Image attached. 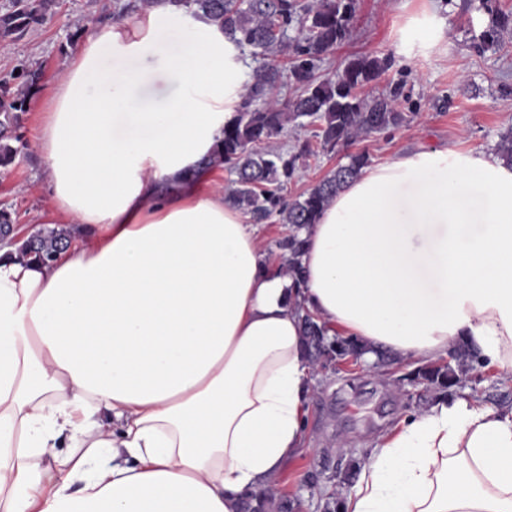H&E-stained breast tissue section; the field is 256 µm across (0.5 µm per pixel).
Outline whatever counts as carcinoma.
Segmentation results:
<instances>
[{
	"mask_svg": "<svg viewBox=\"0 0 512 512\" xmlns=\"http://www.w3.org/2000/svg\"><path fill=\"white\" fill-rule=\"evenodd\" d=\"M137 8L149 10L168 5L193 19L206 17L224 30L242 51L261 59L245 86L243 101L234 120L224 126V135L203 160L207 167H222L229 175L226 200L249 215L255 224L275 218L288 225V234L276 242L285 260L286 274L300 283L303 241L298 231L316 223L320 213L337 192L370 165L366 151L346 155L306 192L285 194L309 158L318 152L334 153L373 134L408 124L411 112L397 106L393 90L364 97L360 89L377 81L389 69L386 58L360 56L350 59L335 76L320 78L317 71L325 56L348 40L356 12V0H136ZM52 0H9L0 12V37H22L27 29L44 21ZM512 30V14L491 13L477 48L488 50L500 43L502 34ZM298 92L288 98L277 93L283 70ZM16 83L0 82V167L11 165L21 148L16 134L20 114L27 111L33 90L39 88L41 72L23 68L12 75ZM315 128L318 145L299 138L291 146L279 139L292 128ZM495 154L512 166V128L501 133ZM60 232L37 231L20 246V253L43 262L54 260L66 246ZM301 321L309 359L320 354L338 357L359 353L351 340L327 335L325 326L307 313ZM458 369L474 367L478 359L465 349H456ZM456 369V370H458ZM456 370L430 366L411 372V380L436 397L446 396L460 383ZM244 512H292L286 497L275 498L264 490L247 499Z\"/></svg>",
	"mask_w": 512,
	"mask_h": 512,
	"instance_id": "cac0c4a2",
	"label": "carcinoma"
}]
</instances>
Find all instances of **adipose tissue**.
<instances>
[{"instance_id":"ef3b65f1","label":"adipose tissue","mask_w":512,"mask_h":512,"mask_svg":"<svg viewBox=\"0 0 512 512\" xmlns=\"http://www.w3.org/2000/svg\"><path fill=\"white\" fill-rule=\"evenodd\" d=\"M181 22L92 31L42 97L72 243L49 264L0 247V512H240L305 446L302 309L368 363L462 345L512 376V167L428 150L368 168L301 230L293 283L197 167L241 107L242 52L205 19L168 52ZM445 28L423 9L403 53ZM339 512H512V414L456 395L404 418Z\"/></svg>"}]
</instances>
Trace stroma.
<instances>
[{
	"label": "stroma",
	"mask_w": 512,
	"mask_h": 512,
	"mask_svg": "<svg viewBox=\"0 0 512 512\" xmlns=\"http://www.w3.org/2000/svg\"><path fill=\"white\" fill-rule=\"evenodd\" d=\"M127 0H55L51 15L19 39L0 37V78L25 66L40 67L44 80L64 68L83 37L104 23L130 22L120 12ZM424 0H357L352 35L324 59L319 74L333 76L358 55L391 63L382 78L364 87L373 95L397 86L400 108L412 113L405 127L356 142L379 164L423 149L493 150L500 133L512 128V32L500 46L479 51L476 44L489 23L490 10L512 12V0H438L448 28L440 48L407 59L395 30ZM41 96L33 94L20 116L19 132L27 147L8 167L0 168V206L10 207L19 239L50 219V190L37 148ZM410 366L390 364L376 374L344 370L313 371L308 440L300 456L270 480L279 496L295 501V512H323L320 491L334 488L332 473L350 461L367 464L376 437L401 420L425 410L421 387L408 379ZM460 390L481 403L512 412V379L496 367L474 366L463 374Z\"/></svg>",
	"instance_id": "obj_1"
}]
</instances>
